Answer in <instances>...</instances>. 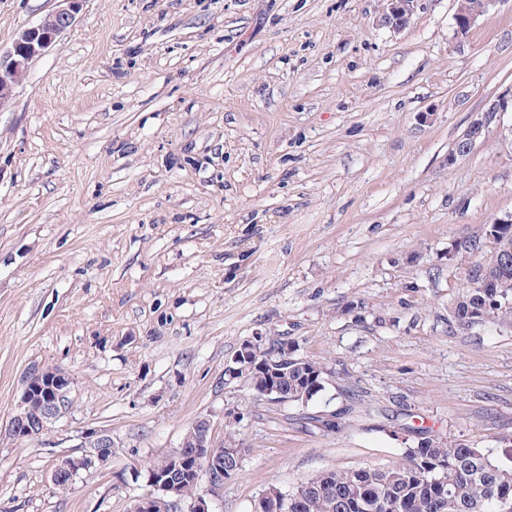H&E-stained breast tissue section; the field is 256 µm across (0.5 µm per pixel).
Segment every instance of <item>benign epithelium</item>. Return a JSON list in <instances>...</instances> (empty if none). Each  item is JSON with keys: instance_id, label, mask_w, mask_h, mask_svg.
I'll list each match as a JSON object with an SVG mask.
<instances>
[{"instance_id": "benign-epithelium-1", "label": "benign epithelium", "mask_w": 512, "mask_h": 512, "mask_svg": "<svg viewBox=\"0 0 512 512\" xmlns=\"http://www.w3.org/2000/svg\"><path fill=\"white\" fill-rule=\"evenodd\" d=\"M62 7L47 15L38 24L22 30L14 40L10 49L0 51V108L11 98V93L27 73L28 64L34 58L44 54L56 41L57 37L72 26L85 0H60ZM387 13L382 17V24L400 31L406 27L413 17L417 0H388ZM455 34L459 37L467 35L477 20L488 13L503 0H454ZM512 112V88L497 99L489 102L475 119L465 134L459 138L448 161L452 162L470 152L475 141L480 138L489 124ZM487 235L501 239L512 236V214L498 219L490 225ZM268 348L262 336H254L242 342L226 366V374L231 380H237L254 392V396L268 404L281 405L288 403L279 391V380L288 375V371L299 367L304 358L297 354V346L282 340L274 344L275 351L265 355ZM72 384L69 373L60 369L44 374L41 367L33 365L23 377L22 390L18 404V412L12 418L10 427L24 433L28 431L27 423L35 421L40 428L46 422L60 416L68 406V393ZM192 428L196 436L192 443L193 456L196 460V480H206L209 490L217 492L224 488V481L232 478L242 464L244 448L236 442L224 448V459L217 461L212 458L209 448L212 438L209 434V421L200 419ZM100 443L112 444L109 435L103 432L88 434V445L92 448L80 457H68L61 460L53 473V481L64 475L76 476L79 471L86 470L95 462H103L109 454L97 448ZM148 481L154 493L139 499L133 512H181L180 492L174 482L165 479L154 471H149ZM288 506V495L271 486L258 499L251 503V512H284Z\"/></svg>"}]
</instances>
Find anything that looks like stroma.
<instances>
[{
  "label": "stroma",
  "mask_w": 512,
  "mask_h": 512,
  "mask_svg": "<svg viewBox=\"0 0 512 512\" xmlns=\"http://www.w3.org/2000/svg\"><path fill=\"white\" fill-rule=\"evenodd\" d=\"M56 0H0V47ZM85 0L0 108V512H131L209 419L245 455L209 512L384 466L427 427L512 466V323L464 329L462 246L512 213V141L454 144L512 87V0L455 35L453 0ZM320 362L306 405L225 368L251 337ZM34 365L67 409L5 434ZM311 423H303V416ZM333 419L334 427L322 422ZM105 463L54 485L85 437ZM388 2H390L388 11L383 15L381 22L394 31H400L415 14L417 0H388ZM87 439H90L88 441V445L90 448H92V451H90L88 454L82 455L81 457H68L62 459L57 464V467L53 473V481L56 485L60 476L68 475L71 477V479H73L80 470L89 469L95 465V461L104 462L111 456L105 452L107 451L108 453L112 454V439L109 435L103 432H93L88 434ZM100 443L109 444L111 447L101 448L102 450L99 448H94Z\"/></svg>",
  "instance_id": "obj_1"
}]
</instances>
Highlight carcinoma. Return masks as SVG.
I'll return each instance as SVG.
<instances>
[{
	"label": "carcinoma",
	"instance_id": "cac0c4a2",
	"mask_svg": "<svg viewBox=\"0 0 512 512\" xmlns=\"http://www.w3.org/2000/svg\"><path fill=\"white\" fill-rule=\"evenodd\" d=\"M495 280V287L480 290L467 286L452 303L456 321L477 318L490 301H497V319L512 320V267L503 270L499 252L477 264ZM323 366L306 359V377L288 373L280 390L290 399L313 398L322 387ZM180 484L182 495H195L192 449L183 451V463L165 455L152 465ZM330 482L311 489L321 475L305 481L291 492L301 494L299 507L292 512H502L501 505H512V467L501 465L482 448L459 441L445 442L434 435L426 437L423 448H407L402 457L384 467L331 469Z\"/></svg>",
	"mask_w": 512,
	"mask_h": 512
}]
</instances>
